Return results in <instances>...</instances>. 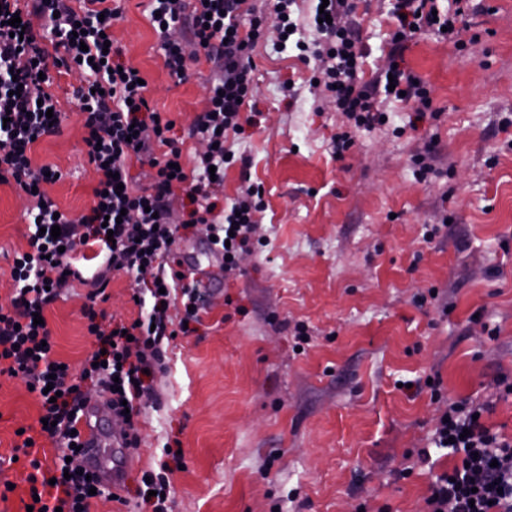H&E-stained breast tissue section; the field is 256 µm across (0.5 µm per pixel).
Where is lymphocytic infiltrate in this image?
Returning <instances> with one entry per match:
<instances>
[{"mask_svg": "<svg viewBox=\"0 0 512 512\" xmlns=\"http://www.w3.org/2000/svg\"><path fill=\"white\" fill-rule=\"evenodd\" d=\"M471 0H396L394 38L390 56L394 66L387 75L365 81L360 77L365 56L358 32L346 24L354 0H329L324 12H312L308 24L316 37L295 41L301 58L319 59L320 79L329 89L338 111L349 119L351 130L337 134L336 151L354 144L352 129L385 124L379 105L382 96L415 102L418 118H439L440 111L426 83L403 64L408 41L421 29L444 33L458 41L466 26ZM296 0H274L272 7L255 0H151L150 24L157 32L169 75L185 80L191 63L213 62L217 74L208 89V105L189 129L205 143L193 169L182 167L183 151L175 135L176 121L160 112L140 85L141 71L122 60L117 47H105L104 37L122 16L116 0H0V183H11L34 201L28 211L33 231L29 248L16 253L11 278L16 288L7 305H0V375L25 381L39 396L41 416L49 424L39 432L24 430L15 441L13 456L24 457L25 490L33 496V512H88L89 491L100 488L98 479H86L77 455L76 433L89 393L105 398L120 423L122 445L140 443L134 418L151 392L153 374L166 368L164 344L177 328L167 307L178 289L188 307L182 319L197 321L206 295L183 284L177 270L165 267L176 237L169 210L174 190L185 193L191 208L184 225H206L215 236V248L225 256V269H235L238 250L247 248L263 209L259 189L224 207V168L236 157L226 145L229 134H243L242 103L252 93V52L268 27L279 35L298 27ZM248 15L250 27L241 31L238 18ZM20 25H11L12 17ZM42 28H35V21ZM185 27L189 38L177 39ZM82 37H75V30ZM62 68L79 81L75 90L84 129V152L98 181L93 204L77 217L59 212L47 195L51 165H36L31 151L36 140L58 133L46 116L58 109L52 92L51 69ZM153 171L149 185H139L134 166ZM61 234L52 237V226ZM149 272L134 294L139 309L131 322L104 327L94 307L104 298L109 275ZM89 286L83 309L87 331L99 346L79 372L54 358L48 324H35L72 283ZM57 391L50 399L46 387ZM490 404L460 401L449 404L437 419L433 443L437 449L460 456V463L435 475L426 499L427 512H512V441L493 433L479 414ZM58 445L52 465L39 457V437Z\"/></svg>", "mask_w": 512, "mask_h": 512, "instance_id": "lymphocytic-infiltrate-1", "label": "lymphocytic infiltrate"}]
</instances>
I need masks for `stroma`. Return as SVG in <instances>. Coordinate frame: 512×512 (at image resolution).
<instances>
[{"label":"stroma","mask_w":512,"mask_h":512,"mask_svg":"<svg viewBox=\"0 0 512 512\" xmlns=\"http://www.w3.org/2000/svg\"><path fill=\"white\" fill-rule=\"evenodd\" d=\"M391 2L355 0L368 79L389 63ZM473 2L460 42L425 31L405 52L441 116L412 129V104L388 102L389 123L352 131L340 159L333 140L349 124L312 83V64L275 30L259 41L252 122L232 143L250 165L225 170L224 202L257 184L264 209L230 272L203 253L204 225L178 231L173 258L208 304L167 349L168 370L136 419L139 448L105 454L106 465L125 464L123 496L135 498L143 471L172 449L182 462L172 512H426L419 452L447 402H492L486 425L512 440V394L497 384H512V0ZM147 6L123 0L112 37L181 133L206 107L211 67L192 64L175 82ZM76 84L55 73L60 132L33 149L36 164L61 172L46 190L72 215L89 209L97 181ZM428 149L436 172L423 180L414 160ZM28 205L0 183V305L13 294V256L28 247ZM135 286L112 273L107 318H136ZM86 294L70 289L46 312L57 357L75 369L97 348ZM39 414L26 383L1 375L0 453Z\"/></svg>","instance_id":"1"}]
</instances>
